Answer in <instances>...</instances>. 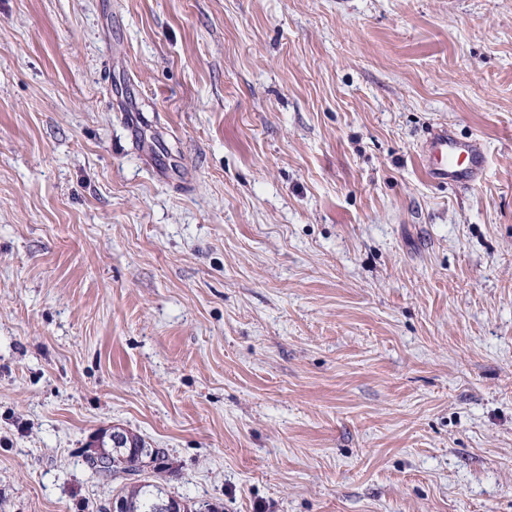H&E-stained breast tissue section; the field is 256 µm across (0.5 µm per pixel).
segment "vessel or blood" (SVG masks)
<instances>
[{
	"mask_svg": "<svg viewBox=\"0 0 512 512\" xmlns=\"http://www.w3.org/2000/svg\"><path fill=\"white\" fill-rule=\"evenodd\" d=\"M428 176L435 181L473 185L482 175L486 155L480 138L458 137L450 128H433L422 146Z\"/></svg>",
	"mask_w": 512,
	"mask_h": 512,
	"instance_id": "obj_1",
	"label": "vessel or blood"
}]
</instances>
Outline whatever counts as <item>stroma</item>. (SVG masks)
<instances>
[{
  "instance_id": "stroma-1",
  "label": "stroma",
  "mask_w": 512,
  "mask_h": 512,
  "mask_svg": "<svg viewBox=\"0 0 512 512\" xmlns=\"http://www.w3.org/2000/svg\"><path fill=\"white\" fill-rule=\"evenodd\" d=\"M115 425L199 512H512V0H0V512ZM422 156L432 180L461 186L473 185L486 163L480 138H460L447 126L432 129L422 146Z\"/></svg>"
}]
</instances>
